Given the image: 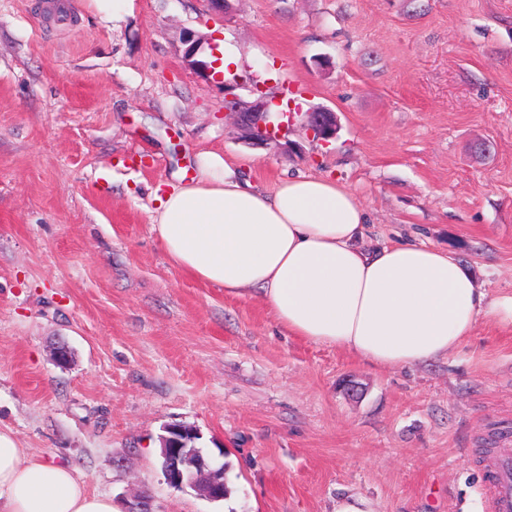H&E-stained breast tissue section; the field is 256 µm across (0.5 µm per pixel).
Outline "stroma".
I'll list each match as a JSON object with an SVG mask.
<instances>
[{
    "mask_svg": "<svg viewBox=\"0 0 512 512\" xmlns=\"http://www.w3.org/2000/svg\"><path fill=\"white\" fill-rule=\"evenodd\" d=\"M0 0V428L153 512H484L474 463L512 448V319L447 358L378 368L291 335L200 282L152 229L155 198L216 152L262 191L335 179L368 243L451 252L512 297V0ZM231 42L294 114L284 144L239 138L182 34ZM335 112V140L301 118ZM66 343L71 362L53 359ZM223 465L211 501L164 480L165 425Z\"/></svg>",
    "mask_w": 512,
    "mask_h": 512,
    "instance_id": "35a3bbf8",
    "label": "stroma"
}]
</instances>
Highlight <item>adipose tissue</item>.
Listing matches in <instances>:
<instances>
[{"label": "adipose tissue", "mask_w": 512, "mask_h": 512, "mask_svg": "<svg viewBox=\"0 0 512 512\" xmlns=\"http://www.w3.org/2000/svg\"><path fill=\"white\" fill-rule=\"evenodd\" d=\"M159 197L152 227L171 262L202 282L255 297L292 335L378 367L447 357L496 307L448 251L367 246V215L344 186L297 174L254 188L215 152ZM0 512H116L69 465L28 457L0 430Z\"/></svg>", "instance_id": "1"}]
</instances>
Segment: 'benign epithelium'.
<instances>
[{"label": "benign epithelium", "instance_id": "1", "mask_svg": "<svg viewBox=\"0 0 512 512\" xmlns=\"http://www.w3.org/2000/svg\"><path fill=\"white\" fill-rule=\"evenodd\" d=\"M248 83L254 96L251 101L235 93ZM224 117L233 121L244 140L264 145L279 141L282 124L274 122L263 87L249 78L224 82ZM305 122L313 138L324 142L336 138V113L318 108L305 115ZM164 431L165 435L160 437V457L167 484L177 489L188 486L212 501L224 499V467L212 466L203 449L195 446L197 433L180 424L168 425ZM124 512H152L150 495L142 490L133 492L125 500Z\"/></svg>", "mask_w": 512, "mask_h": 512}]
</instances>
